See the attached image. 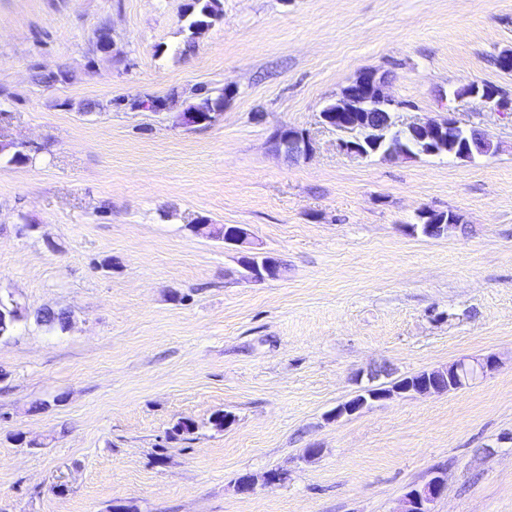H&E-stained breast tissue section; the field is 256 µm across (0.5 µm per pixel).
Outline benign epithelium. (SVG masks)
<instances>
[{
	"label": "benign epithelium",
	"mask_w": 512,
	"mask_h": 512,
	"mask_svg": "<svg viewBox=\"0 0 512 512\" xmlns=\"http://www.w3.org/2000/svg\"><path fill=\"white\" fill-rule=\"evenodd\" d=\"M385 77L373 71L360 74L356 80L344 87L336 101L325 106L320 112V122L326 127L346 133L349 138L339 142L340 148L346 153L367 157L369 152L377 151L382 144H387L383 155L388 158L404 157L410 159L413 153L402 144V137L409 131L416 134L423 143L427 155L448 154V143L466 135V129L456 120L446 118L443 120H427L411 123L405 127H396L392 120V112L396 105L395 100L384 91ZM457 98L479 97L487 103L493 104L499 111L512 110V99L504 91L471 82L454 92ZM272 150L287 158L307 157L313 151L312 139L308 133L291 127H284L276 131L271 140ZM221 233L218 238L226 244L239 245L247 239V232L239 225L233 229L220 226ZM275 269L280 273L277 261L264 257L243 266L246 275L264 280L270 277L269 270ZM498 359L490 355L483 359L462 358L453 364L433 369L431 374L436 377L448 378V386L441 387L420 384L412 385L407 378L397 386L365 387L350 399L338 405L333 417L338 419L344 415H354L372 406L376 402H385L396 395H431L448 391V388L460 386L479 376H484L494 370ZM445 491L443 477L436 475L425 485L415 488L404 495L402 508L398 512H433L432 506Z\"/></svg>",
	"instance_id": "obj_1"
}]
</instances>
